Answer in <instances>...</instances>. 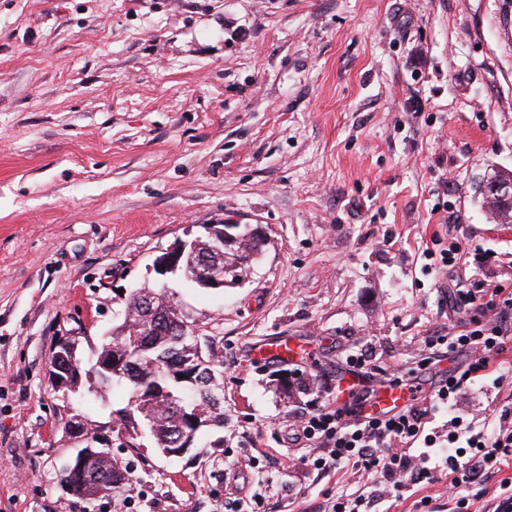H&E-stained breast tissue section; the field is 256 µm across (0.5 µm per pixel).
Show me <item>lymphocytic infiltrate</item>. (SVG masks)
Listing matches in <instances>:
<instances>
[{
    "label": "lymphocytic infiltrate",
    "mask_w": 512,
    "mask_h": 512,
    "mask_svg": "<svg viewBox=\"0 0 512 512\" xmlns=\"http://www.w3.org/2000/svg\"><path fill=\"white\" fill-rule=\"evenodd\" d=\"M448 306L464 315L457 333L427 337L428 365H436L452 354H466L425 396H412L410 404L389 415L365 413L373 394L366 389L350 390L338 408L312 405L292 425L296 440L309 449L314 469L324 472L348 467L354 471L375 472L384 478L389 491L402 495L412 485L450 477L451 489L470 485L480 477L499 472L512 458V408L479 420H464L457 413V397L475 378H484L493 388L505 380L494 361L512 340V288L487 287L480 279L469 278L454 284ZM448 417L445 444L426 426L437 415ZM421 445L419 457H412L413 445ZM470 448L468 459H461L459 447Z\"/></svg>",
    "instance_id": "f902f5d3"
}]
</instances>
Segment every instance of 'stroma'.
Returning a JSON list of instances; mask_svg holds the SVG:
<instances>
[{
  "mask_svg": "<svg viewBox=\"0 0 512 512\" xmlns=\"http://www.w3.org/2000/svg\"><path fill=\"white\" fill-rule=\"evenodd\" d=\"M512 172V0H0V512H493L512 462L397 500L376 475L305 462L288 429L335 403L347 355L411 368L458 325L446 286L512 281V223L477 187ZM260 227L243 285L182 288L223 365L222 444L181 458L136 442V473L94 502L60 487L78 396L48 380L116 324L155 259L204 225ZM461 238L445 274L433 235ZM289 348L261 359L273 344ZM297 372L289 400L275 378ZM512 404L477 381L465 416ZM440 241L441 239L437 234L433 235V247L430 248L428 245H426V248L422 250V256L424 257V260L428 261L424 264L423 269L428 273L429 271L439 272L440 270L454 264L457 259L460 260L461 258H458L461 250V245L458 241L451 242L448 248H435V246L442 244Z\"/></svg>",
  "mask_w": 512,
  "mask_h": 512,
  "instance_id": "35a3bbf8",
  "label": "stroma"
}]
</instances>
